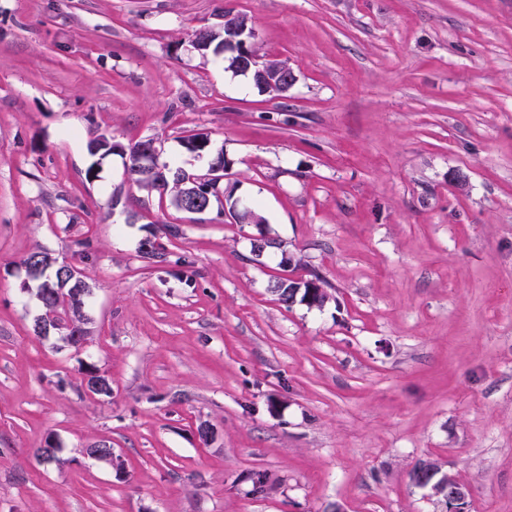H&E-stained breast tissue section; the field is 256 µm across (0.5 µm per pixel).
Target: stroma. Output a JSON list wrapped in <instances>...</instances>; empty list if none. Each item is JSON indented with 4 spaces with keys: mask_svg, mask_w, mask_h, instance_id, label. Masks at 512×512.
Here are the masks:
<instances>
[{
    "mask_svg": "<svg viewBox=\"0 0 512 512\" xmlns=\"http://www.w3.org/2000/svg\"><path fill=\"white\" fill-rule=\"evenodd\" d=\"M228 8L286 97L193 49ZM199 132L265 224L87 151L152 139L200 170ZM160 224L192 279L143 258ZM262 233L323 307L278 301ZM36 247L92 289L84 349L34 332ZM426 460L512 512V0H0V512H440ZM83 382L88 392L97 396L110 397L112 385L107 378L99 375L94 368L88 366L83 369Z\"/></svg>",
    "mask_w": 512,
    "mask_h": 512,
    "instance_id": "1",
    "label": "stroma"
}]
</instances>
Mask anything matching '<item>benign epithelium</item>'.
<instances>
[{"label":"benign epithelium","mask_w":512,"mask_h":512,"mask_svg":"<svg viewBox=\"0 0 512 512\" xmlns=\"http://www.w3.org/2000/svg\"><path fill=\"white\" fill-rule=\"evenodd\" d=\"M253 37L254 30L247 15L224 11V53L231 56L234 67L244 71L255 86L268 94L280 96L287 93L296 82L293 69L280 60H260L252 52ZM225 176L224 153L221 151L208 161L205 170L189 174L190 179L200 185L207 200L211 193L220 190ZM285 279L295 284L293 302H301L311 308H320L326 302L327 293L319 287L318 282L290 275ZM414 483L429 490L430 495L443 507L442 512H467L466 488L451 473L444 471L439 463L433 460L419 463Z\"/></svg>","instance_id":"obj_1"}]
</instances>
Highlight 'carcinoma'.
<instances>
[{
    "label": "carcinoma",
    "instance_id": "carcinoma-1",
    "mask_svg": "<svg viewBox=\"0 0 512 512\" xmlns=\"http://www.w3.org/2000/svg\"><path fill=\"white\" fill-rule=\"evenodd\" d=\"M142 141L127 143L126 164L130 173L135 176V182L142 188L158 193L159 200H169L170 204L182 212H188L194 207V201L200 196L198 186L188 180L179 171V167L167 164H157L155 168L135 167L136 155ZM161 235L145 238L140 245V252L153 259L158 264L177 265L185 264L182 258L172 259L173 253L168 249L163 239L179 235V228L175 225L164 224L160 228ZM23 264L32 268L42 267L47 270L46 276L39 280L37 297L42 306V314L38 316L34 325V332L38 336H46L56 326L49 321V316H60V320H70L83 335H88L86 325L89 317L85 311V298H77L80 292L90 293L88 284L83 279L81 270L71 274L61 263L48 252L35 248L23 260ZM83 382L88 392L97 396L109 397L112 395V385L109 380L99 375L94 368L88 366L83 369Z\"/></svg>",
    "mask_w": 512,
    "mask_h": 512
}]
</instances>
